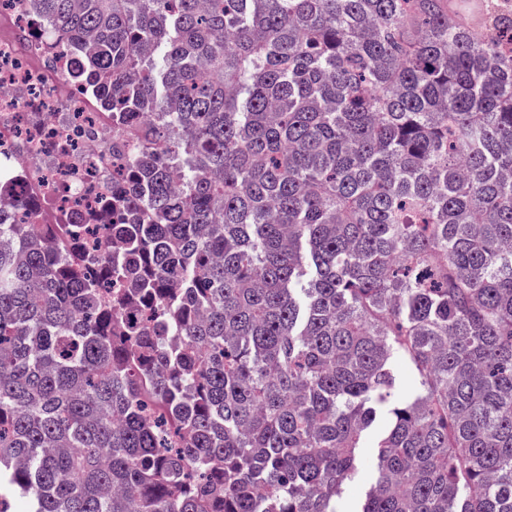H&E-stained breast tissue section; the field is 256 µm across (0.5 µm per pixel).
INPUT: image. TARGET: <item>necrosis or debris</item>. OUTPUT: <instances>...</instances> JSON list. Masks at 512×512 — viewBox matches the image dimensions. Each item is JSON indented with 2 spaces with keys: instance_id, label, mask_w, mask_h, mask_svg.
I'll return each instance as SVG.
<instances>
[{
  "instance_id": "obj_1",
  "label": "necrosis or debris",
  "mask_w": 512,
  "mask_h": 512,
  "mask_svg": "<svg viewBox=\"0 0 512 512\" xmlns=\"http://www.w3.org/2000/svg\"><path fill=\"white\" fill-rule=\"evenodd\" d=\"M0 205L89 224L112 191V114L70 78L38 0H0Z\"/></svg>"
}]
</instances>
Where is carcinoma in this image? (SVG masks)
<instances>
[{
    "label": "carcinoma",
    "instance_id": "obj_1",
    "mask_svg": "<svg viewBox=\"0 0 512 512\" xmlns=\"http://www.w3.org/2000/svg\"><path fill=\"white\" fill-rule=\"evenodd\" d=\"M40 10L161 120L99 254L0 216V512H336L382 411L356 512H512V0ZM396 376V393L401 397L423 391L422 378L414 367L403 359H398L394 365ZM386 424V416L379 415L371 429L363 435L361 439L362 448H360L361 464L358 473L343 485L341 498L336 499V510L338 512L354 511L373 484L376 477L375 446L379 433L385 428Z\"/></svg>",
    "mask_w": 512,
    "mask_h": 512
}]
</instances>
